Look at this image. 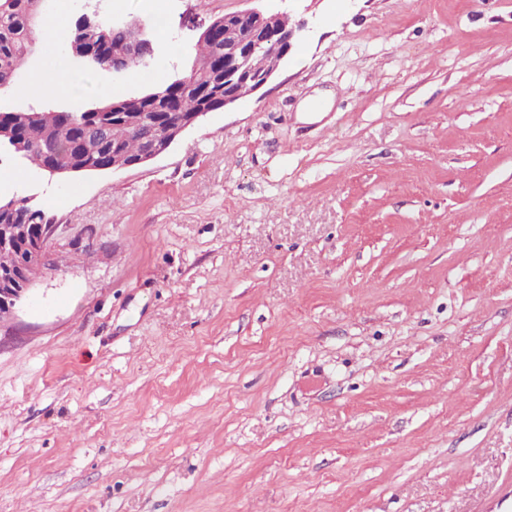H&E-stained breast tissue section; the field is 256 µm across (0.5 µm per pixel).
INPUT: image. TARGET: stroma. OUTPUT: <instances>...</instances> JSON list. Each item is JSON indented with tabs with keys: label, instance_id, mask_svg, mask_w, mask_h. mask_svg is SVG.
<instances>
[{
	"label": "stroma",
	"instance_id": "35a3bbf8",
	"mask_svg": "<svg viewBox=\"0 0 512 512\" xmlns=\"http://www.w3.org/2000/svg\"><path fill=\"white\" fill-rule=\"evenodd\" d=\"M81 112L289 12L256 93L159 157L13 190L55 224L0 326V512H512V0H163Z\"/></svg>",
	"mask_w": 512,
	"mask_h": 512
}]
</instances>
